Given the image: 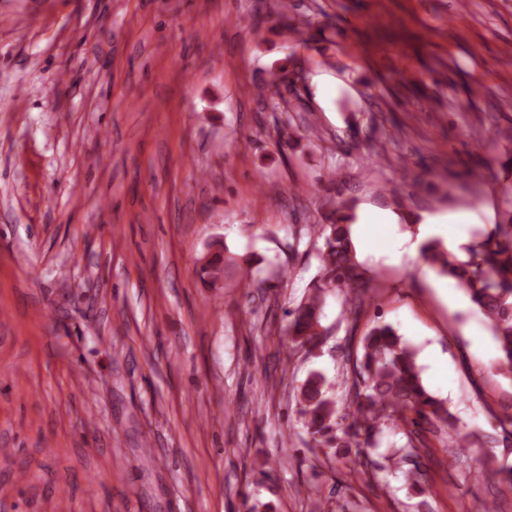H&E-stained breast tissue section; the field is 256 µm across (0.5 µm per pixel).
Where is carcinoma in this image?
<instances>
[{"label": "carcinoma", "instance_id": "carcinoma-1", "mask_svg": "<svg viewBox=\"0 0 512 512\" xmlns=\"http://www.w3.org/2000/svg\"><path fill=\"white\" fill-rule=\"evenodd\" d=\"M350 206L331 204L324 224H310L308 231L322 239L320 265L310 289L291 312L288 339L316 347L325 335L321 322L325 297L333 289L346 296L343 315L356 320L369 290L367 270L356 258ZM464 255L432 238L424 242L425 261L438 273L453 279L484 316L498 345L497 366L512 377V221L496 224L482 239L463 247ZM226 258L216 251L203 266L212 286L224 279ZM352 400L347 412L337 417L336 401L328 395L326 379L314 373L303 384L298 399L299 415L310 436V447L326 457L362 455L380 426H433L448 438V455L459 458L467 448L501 444L512 447V413L494 416L495 435H461L454 416L423 384L416 352L397 330L375 323L361 339L350 368ZM407 443L394 451L395 464L418 456L420 437L406 431Z\"/></svg>", "mask_w": 512, "mask_h": 512}]
</instances>
